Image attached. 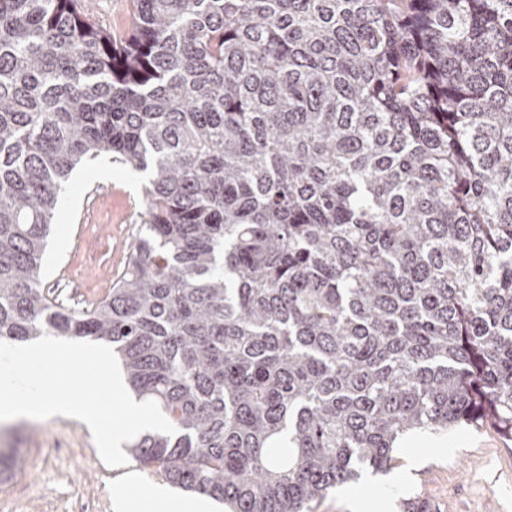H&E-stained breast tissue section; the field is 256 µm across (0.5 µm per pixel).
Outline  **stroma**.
Returning a JSON list of instances; mask_svg holds the SVG:
<instances>
[{
  "label": "stroma",
  "mask_w": 512,
  "mask_h": 512,
  "mask_svg": "<svg viewBox=\"0 0 512 512\" xmlns=\"http://www.w3.org/2000/svg\"><path fill=\"white\" fill-rule=\"evenodd\" d=\"M129 173L116 162L111 181L101 182L86 162L63 186L42 286L64 305L84 308L103 297L127 265L147 219L142 183ZM0 448L17 449L21 467L0 481V512H114L113 494L129 477L145 486L160 481L135 461L107 466L90 429L62 416L8 424ZM398 457L399 467L356 485L373 512H406L412 502L429 512H512V439L491 425L412 435Z\"/></svg>",
  "instance_id": "stroma-1"
}]
</instances>
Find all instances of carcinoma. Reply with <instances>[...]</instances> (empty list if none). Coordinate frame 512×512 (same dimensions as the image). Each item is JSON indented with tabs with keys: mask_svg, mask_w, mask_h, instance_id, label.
<instances>
[{
	"mask_svg": "<svg viewBox=\"0 0 512 512\" xmlns=\"http://www.w3.org/2000/svg\"><path fill=\"white\" fill-rule=\"evenodd\" d=\"M0 0V341L112 344L227 512H313L406 437L512 438V0ZM148 175L126 270L41 286L73 169ZM94 16L104 27L122 31L129 25L130 0H91Z\"/></svg>",
	"mask_w": 512,
	"mask_h": 512,
	"instance_id": "cac0c4a2",
	"label": "carcinoma"
}]
</instances>
